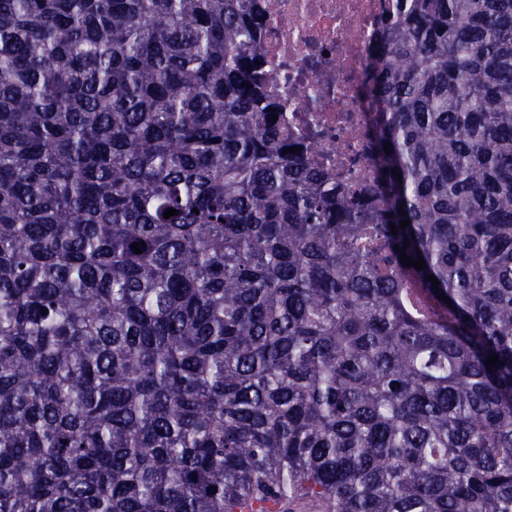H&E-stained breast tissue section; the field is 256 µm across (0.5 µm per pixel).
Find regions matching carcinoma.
I'll list each match as a JSON object with an SVG mask.
<instances>
[{"label":"carcinoma","mask_w":512,"mask_h":512,"mask_svg":"<svg viewBox=\"0 0 512 512\" xmlns=\"http://www.w3.org/2000/svg\"><path fill=\"white\" fill-rule=\"evenodd\" d=\"M264 25L0 0V512H512V0H395L357 180ZM260 507L278 512H311L318 511L317 502L310 501L304 498H282L268 502H257L251 499H245L235 508V512H254Z\"/></svg>","instance_id":"cac0c4a2"}]
</instances>
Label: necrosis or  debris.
Listing matches in <instances>:
<instances>
[{
	"mask_svg": "<svg viewBox=\"0 0 512 512\" xmlns=\"http://www.w3.org/2000/svg\"><path fill=\"white\" fill-rule=\"evenodd\" d=\"M265 17L266 67L291 136L333 175L368 173V114L361 84L387 0H254Z\"/></svg>",
	"mask_w": 512,
	"mask_h": 512,
	"instance_id": "4bbe7bcc",
	"label": "necrosis or debris"
}]
</instances>
